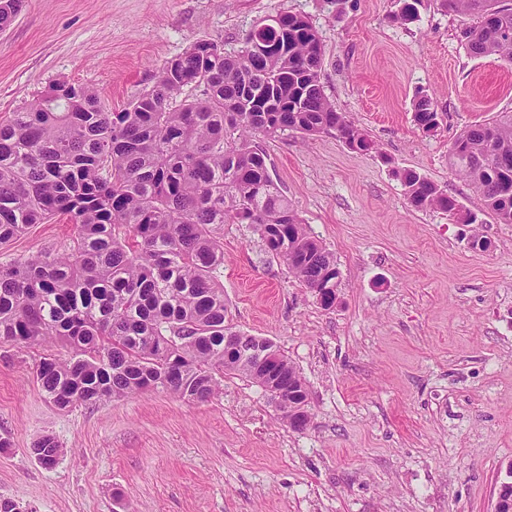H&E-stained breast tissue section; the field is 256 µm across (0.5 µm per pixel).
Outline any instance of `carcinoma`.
<instances>
[{
    "mask_svg": "<svg viewBox=\"0 0 512 512\" xmlns=\"http://www.w3.org/2000/svg\"><path fill=\"white\" fill-rule=\"evenodd\" d=\"M395 20L411 23L422 0H399ZM476 19L462 30L475 56L512 62V5L444 0ZM20 0H0V29ZM251 30L241 49L202 40L165 62L151 89L113 112L98 93L58 81L0 118V245L33 224L65 219L73 234L53 250L0 266V340L58 344L69 358H41L36 380L60 410L162 388L207 402L237 374L283 391L281 417L292 429L310 421L309 392L281 353L272 375L225 341L224 286L215 276L224 251L215 230L248 224L266 252L311 290L340 287L336 258L309 235L274 183L259 136L336 132L359 152L374 143L336 110L320 82L322 46L303 16ZM272 101L276 112L257 111ZM438 116L424 94L414 121ZM503 224H512V118L474 124L448 152ZM398 176L412 206L475 224L426 176ZM33 454L53 465L60 445L39 438Z\"/></svg>",
    "mask_w": 512,
    "mask_h": 512,
    "instance_id": "obj_1",
    "label": "carcinoma"
}]
</instances>
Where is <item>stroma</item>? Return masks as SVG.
Instances as JSON below:
<instances>
[{"label":"stroma","mask_w":512,"mask_h":512,"mask_svg":"<svg viewBox=\"0 0 512 512\" xmlns=\"http://www.w3.org/2000/svg\"><path fill=\"white\" fill-rule=\"evenodd\" d=\"M22 0L0 31V116L67 80L121 111L160 67L200 40L242 46L287 11L316 28L321 83L376 144L335 133L261 138L273 180L336 258L341 288L324 309L245 224L218 232L226 319L272 340L309 390L296 431L265 392L226 375L188 403L165 391L57 409L35 377L44 348L0 342V498L23 512H493L512 464V224L499 223L448 166L466 127L512 114V63L474 56L470 18L422 0ZM438 102L432 132L413 120ZM446 190L475 224L409 202L398 171ZM72 232L36 224L0 265ZM49 435L53 467L31 452Z\"/></svg>","instance_id":"stroma-1"}]
</instances>
